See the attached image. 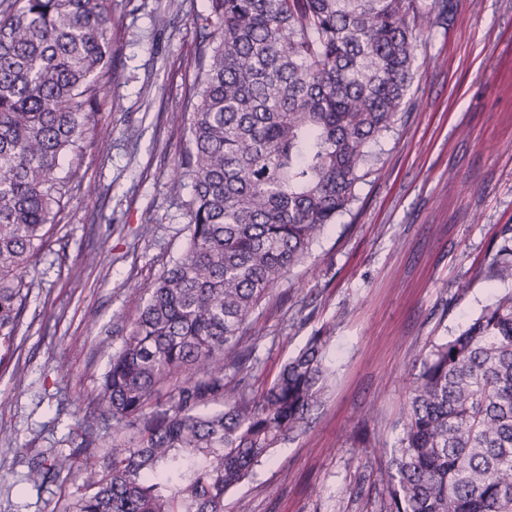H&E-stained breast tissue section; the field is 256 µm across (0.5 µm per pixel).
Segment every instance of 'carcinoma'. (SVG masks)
Instances as JSON below:
<instances>
[{"label":"carcinoma","instance_id":"carcinoma-1","mask_svg":"<svg viewBox=\"0 0 512 512\" xmlns=\"http://www.w3.org/2000/svg\"><path fill=\"white\" fill-rule=\"evenodd\" d=\"M448 0H208L196 51L186 246L95 396L103 427L28 480H81L75 512H224L323 403L324 330L253 394L249 320L358 200L371 142L413 80L416 42ZM105 0H14L0 17V368L33 258L54 224L60 160L81 148L108 65ZM490 277L512 283V226ZM112 444H101V431ZM384 512H512V291L433 345L380 475Z\"/></svg>","mask_w":512,"mask_h":512}]
</instances>
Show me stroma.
Wrapping results in <instances>:
<instances>
[{"label":"stroma","instance_id":"35a3bbf8","mask_svg":"<svg viewBox=\"0 0 512 512\" xmlns=\"http://www.w3.org/2000/svg\"><path fill=\"white\" fill-rule=\"evenodd\" d=\"M207 0H108L109 69L67 192L35 256L17 350L0 373V512H67L76 482H28L69 448L143 290L186 241L196 23ZM350 212L286 274L248 327L254 392L322 325L332 377L308 425L224 498V512H383L379 480L409 384L434 343L504 292L489 265L512 226V0H451Z\"/></svg>","mask_w":512,"mask_h":512}]
</instances>
